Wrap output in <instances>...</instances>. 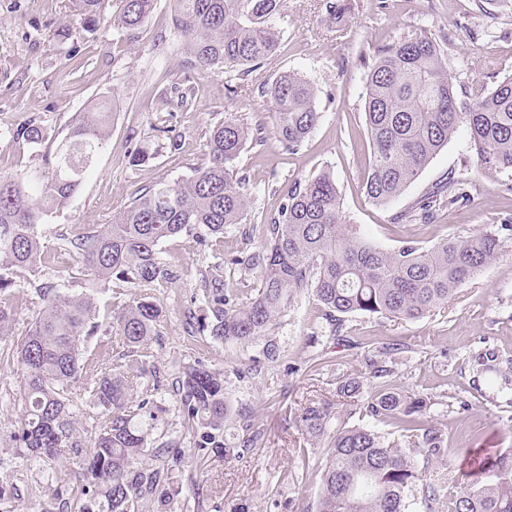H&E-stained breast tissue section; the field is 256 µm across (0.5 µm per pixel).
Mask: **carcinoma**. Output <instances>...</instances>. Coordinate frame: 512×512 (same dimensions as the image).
I'll return each mask as SVG.
<instances>
[{
  "label": "carcinoma",
  "mask_w": 512,
  "mask_h": 512,
  "mask_svg": "<svg viewBox=\"0 0 512 512\" xmlns=\"http://www.w3.org/2000/svg\"><path fill=\"white\" fill-rule=\"evenodd\" d=\"M283 0H174L172 25L187 42L189 55L202 69L245 67L272 57L279 32L272 18ZM86 28L104 20L103 0H71ZM156 0H120L112 24L128 31L144 28ZM275 115L276 133L288 150L299 148L318 124L317 88L298 73L279 75L261 90ZM469 104L457 92L443 61L440 44L426 34L381 46L368 64L364 114L373 159L363 180L370 202L386 206L400 198L431 159L466 125L480 170L492 175L512 169V77L489 90L476 84ZM112 113L89 109L73 114L68 131L42 158L48 176L0 173V341L10 335L15 316L13 288H33L42 309L25 334L12 341L0 364L16 366L14 395L21 403L13 453L40 466L44 481L54 478L55 462L67 447L85 471V484L58 512H170L178 495L172 464L180 461L167 443H156L153 392L159 389L151 344L159 335L162 307L148 296L125 301L112 310V322H94V295H72L40 281L45 255L39 233L44 217L65 207L80 188L93 158L103 150ZM15 138L34 147L48 140L47 128L32 120L16 129ZM264 145L259 129L228 118L209 132L205 162L192 177L144 188L112 214L111 222L62 239V249L80 259L88 287L117 280L135 288H166L173 271L160 261L158 245L169 237L202 228L200 245L218 262L201 272L204 315L188 312L212 338L249 345L263 344L268 361L279 356L272 336L278 318L294 293L315 290L334 332L354 313L417 320L448 304L456 291L496 261L512 240V220L472 234L457 235L422 247L405 240L387 250L344 224L336 182L323 172L296 182L277 215L265 225L264 243L246 257H224V226L240 224L249 207V183L238 161L247 142ZM476 183L448 172L392 216L393 223L426 221L444 208L471 202ZM255 275L257 288L242 299L224 283V262ZM115 333L127 352L110 361L104 355L83 359L82 345L93 331ZM388 343L364 356L366 374L385 379L393 374ZM140 358L152 387L133 394L123 360ZM184 428L194 439L196 464L231 455L224 439L231 405L224 372L198 363L179 380ZM362 381H337L336 394L359 395ZM88 396L99 409L94 436L87 446L75 439L76 400ZM426 400L378 385L366 412L399 429L402 442L365 426L341 424L330 404L309 401L299 422L312 439L328 449L315 512H407L409 493H421L427 512H512V449L501 452L492 472L472 475L464 488L425 481L414 458H441L448 436L425 420Z\"/></svg>",
  "instance_id": "1"
}]
</instances>
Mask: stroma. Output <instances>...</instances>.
Masks as SVG:
<instances>
[{"label": "stroma", "instance_id": "stroma-1", "mask_svg": "<svg viewBox=\"0 0 512 512\" xmlns=\"http://www.w3.org/2000/svg\"><path fill=\"white\" fill-rule=\"evenodd\" d=\"M342 21L330 20L323 0H283L273 18L282 41L278 53L247 72L191 66L183 36L171 23L173 0H158L147 27L125 31L101 24L87 30L70 0H0V172L42 169L36 150L13 139L29 118L42 120L50 134L63 135L73 113L99 102L113 106L105 149L97 154L79 190L39 230L46 247L43 281L81 292L86 284L75 256L60 251L58 240L109 222L113 211L158 181L190 178L205 159L210 129L225 118L261 127L266 142L244 150L238 161L249 179L251 202L246 220L224 229L225 254L243 255L264 240L263 226L276 214L294 181L331 172L342 197L346 224L385 249L410 239L428 246L512 218V171L482 176L467 130H459L436 154L407 192L389 206L368 202L362 189L373 149L364 121L367 93L365 58L377 47L425 33L444 51L457 92L482 81L494 86L512 76V0H494L479 10L478 0H350ZM71 35L57 37L60 27ZM76 55H69V48ZM294 71L318 89L321 119L298 150L285 149L275 133L272 112L259 91L281 72ZM193 92L190 109L165 105L175 88ZM171 131L160 137L158 128ZM156 151L154 159L133 166L130 142ZM475 178L473 201L444 210L429 224H394L403 209L448 171ZM160 257L177 273L166 288L150 289L163 309L160 336L153 343L155 365L164 385L154 395L159 408L154 435L180 450L172 481L178 494L174 512H313L325 464V448L302 432L298 413L311 400H328L340 409L336 383L365 371L366 347L397 341L390 385L427 399V418L445 429L450 450L432 460L416 458L426 480H469L473 461L491 466L512 448V241L502 257L458 289L448 304L416 321L349 316L342 333L357 340L337 343L313 289L297 291L273 335L277 360H265L261 344L214 340L208 332L189 334L187 311H201L191 298L200 272L213 265L210 250L196 233L163 241ZM494 354L501 371L495 384L472 366L478 353ZM202 362L224 373L233 415L224 429L236 442L247 430L262 432L261 445L212 457L196 470L193 440L182 427L176 379L187 366ZM16 374L0 365V485L16 487L22 498L15 512H40L55 494L69 495L82 480L70 452H63L57 480L43 485L37 467L12 455L8 435L21 405L14 396ZM42 485L39 497L25 498L28 485Z\"/></svg>", "mask_w": 512, "mask_h": 512}]
</instances>
